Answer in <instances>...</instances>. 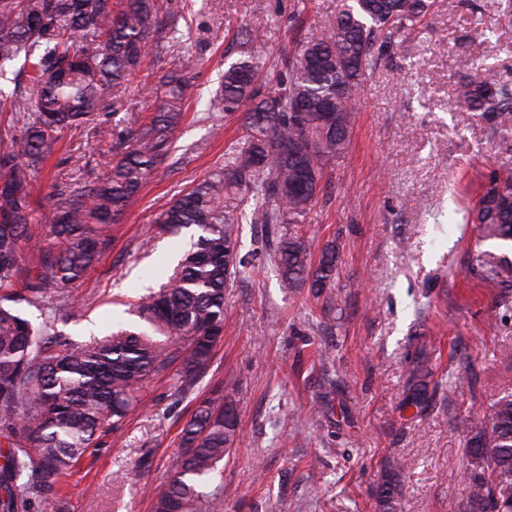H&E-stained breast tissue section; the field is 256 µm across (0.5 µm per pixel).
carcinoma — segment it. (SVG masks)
<instances>
[{
	"mask_svg": "<svg viewBox=\"0 0 512 512\" xmlns=\"http://www.w3.org/2000/svg\"><path fill=\"white\" fill-rule=\"evenodd\" d=\"M434 0H340L330 31L294 50L284 88L261 96L256 64L266 54L250 28L240 38L247 59L230 64L218 106L243 113L247 135L224 153V166L178 196L160 215L161 229L201 231L166 285L137 305L143 331L118 329L76 341L63 330L65 302L48 295L81 279L104 241L93 225L119 220L129 201L167 155L171 130L192 87L187 76L165 73L156 115L136 133V145L91 186L75 193L56 186L50 220L56 239L44 271L21 291L18 249L36 224L34 174L54 153L61 133L91 120L105 98L142 70L152 34L161 28L160 0H0V116L10 142L0 147V512H33L59 500L61 478L117 431L148 383L180 363L179 389H192L208 372L224 333V289L246 266L237 225H283L255 251L279 268L289 289L308 288L323 309L333 291L340 248L324 244L312 261L314 239L302 229L328 165L346 149L366 73L394 46L401 30L422 23ZM23 60L22 69L9 72ZM456 105L490 123L512 112V81L478 65L460 80ZM481 235L512 246V168L490 173L488 187L467 217ZM481 279L498 287L512 269L491 251L475 258ZM35 308L37 321L19 304ZM429 372L415 370L403 409L417 416ZM462 461L467 488L463 512H512V395L465 424ZM233 406L216 390L180 431V451L153 512H214L224 497V457L238 441Z\"/></svg>",
	"mask_w": 512,
	"mask_h": 512,
	"instance_id": "obj_1",
	"label": "carcinoma"
}]
</instances>
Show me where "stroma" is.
Returning <instances> with one entry per match:
<instances>
[{
	"instance_id": "obj_1",
	"label": "stroma",
	"mask_w": 512,
	"mask_h": 512,
	"mask_svg": "<svg viewBox=\"0 0 512 512\" xmlns=\"http://www.w3.org/2000/svg\"><path fill=\"white\" fill-rule=\"evenodd\" d=\"M339 0H165L168 23L144 67L92 125L64 131L33 181L38 225L22 240L16 288L41 272L55 247L52 184L80 190L118 161L149 123V88L171 69L195 86L157 165L121 218L102 228L98 262L61 290L74 339L133 322V303L160 288L197 227L171 235L156 221L170 202L224 164L245 134L241 114L211 102L226 64L245 59L238 29L257 30L268 54L258 87L279 89L297 42L327 34ZM367 74L345 154L327 167L305 227L316 246L341 249L336 309L308 289L283 287L273 263L235 275L224 293V337L203 380L178 391L174 370L156 376L124 426L61 480L45 512H152L179 432L199 397L220 388L238 416L239 440L224 460L223 512H462L460 470L469 416L512 394V285L494 288L469 266L479 240L466 223L491 170L512 167V148L485 121L454 106L473 63L512 79V24L499 0H437L422 25L395 38ZM503 251V250H500ZM512 262V250L503 251ZM331 356L319 360L317 349ZM426 355L433 389L418 417L403 412L409 372ZM395 491L382 505L378 491Z\"/></svg>"
}]
</instances>
